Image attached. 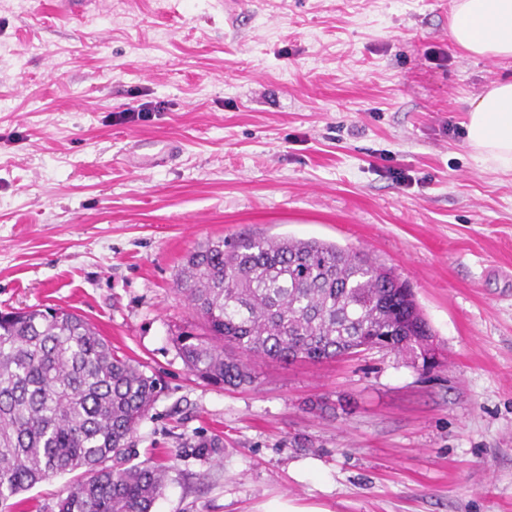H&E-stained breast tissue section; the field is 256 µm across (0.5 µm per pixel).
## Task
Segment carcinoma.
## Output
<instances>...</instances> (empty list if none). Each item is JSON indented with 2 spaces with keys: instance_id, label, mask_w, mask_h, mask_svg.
I'll return each mask as SVG.
<instances>
[{
  "instance_id": "1",
  "label": "carcinoma",
  "mask_w": 512,
  "mask_h": 512,
  "mask_svg": "<svg viewBox=\"0 0 512 512\" xmlns=\"http://www.w3.org/2000/svg\"><path fill=\"white\" fill-rule=\"evenodd\" d=\"M176 286L207 329L177 336L178 354L224 388L252 382V356L319 361L366 342L415 354L431 336L393 269L315 238L208 239L185 256ZM160 391L75 311L0 312V501L81 469L57 512H151L167 468L129 463V443Z\"/></svg>"
}]
</instances>
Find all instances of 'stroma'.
<instances>
[{
    "label": "stroma",
    "mask_w": 512,
    "mask_h": 512,
    "mask_svg": "<svg viewBox=\"0 0 512 512\" xmlns=\"http://www.w3.org/2000/svg\"><path fill=\"white\" fill-rule=\"evenodd\" d=\"M450 0H0V310L85 316L164 391L133 462L153 512H512V173L465 102L512 62L464 55ZM146 107L121 123L117 113ZM317 238L392 267L432 364L251 358L208 385L175 277L231 235ZM218 447H210V440ZM64 475L0 512H57Z\"/></svg>",
    "instance_id": "obj_1"
}]
</instances>
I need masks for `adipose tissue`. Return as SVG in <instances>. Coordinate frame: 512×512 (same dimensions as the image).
Wrapping results in <instances>:
<instances>
[{
	"label": "adipose tissue",
	"instance_id": "1",
	"mask_svg": "<svg viewBox=\"0 0 512 512\" xmlns=\"http://www.w3.org/2000/svg\"><path fill=\"white\" fill-rule=\"evenodd\" d=\"M452 42L470 56L512 58V0H452ZM466 139L491 168L512 172V80L495 83L466 102Z\"/></svg>",
	"mask_w": 512,
	"mask_h": 512
}]
</instances>
